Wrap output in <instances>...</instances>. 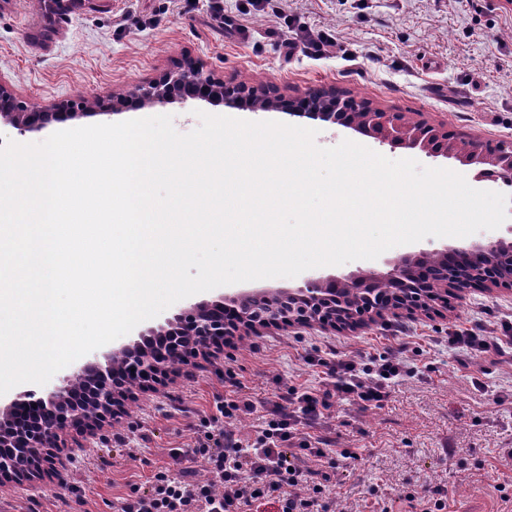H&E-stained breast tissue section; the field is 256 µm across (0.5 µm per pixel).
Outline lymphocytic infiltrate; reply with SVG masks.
Returning a JSON list of instances; mask_svg holds the SVG:
<instances>
[{
  "instance_id": "obj_1",
  "label": "lymphocytic infiltrate",
  "mask_w": 512,
  "mask_h": 512,
  "mask_svg": "<svg viewBox=\"0 0 512 512\" xmlns=\"http://www.w3.org/2000/svg\"><path fill=\"white\" fill-rule=\"evenodd\" d=\"M445 343L462 368L490 360L512 365V322L488 323L480 331H449ZM420 345L408 340L364 363L337 356L330 346L312 357L326 368L319 386H289L250 434H239L238 418L255 405L234 395L215 413L199 416L193 448L177 450V474L161 469L147 488L121 498L117 512H328L336 487L338 459L357 461L353 448H337L320 423L339 399L362 407H382L392 380L412 375V355Z\"/></svg>"
}]
</instances>
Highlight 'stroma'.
I'll return each mask as SVG.
<instances>
[{
	"label": "stroma",
	"instance_id": "stroma-1",
	"mask_svg": "<svg viewBox=\"0 0 512 512\" xmlns=\"http://www.w3.org/2000/svg\"><path fill=\"white\" fill-rule=\"evenodd\" d=\"M215 0H104L95 10L44 18L31 0H0V77L18 100L51 107L64 99H111L194 59L225 86L285 98L336 89L383 112H404L444 125L463 138L512 141V13L501 0H222L242 26L231 35L213 20ZM250 121L274 120L317 130L333 147L355 138L391 159L455 169L453 161L410 154L281 111L214 106L195 100L130 109L111 122L169 114L177 132L195 130L199 112ZM512 314V290L473 289L439 315L405 322L420 337L416 376L391 387L385 406L333 403L326 423L340 447L360 448L358 464L336 471V512H370L365 496L385 498L448 488L452 512H498L500 502L480 468L512 460V367L483 362L475 372L492 388L477 391L452 351L433 345L449 328L475 327L480 308ZM402 334L379 320L354 332L270 330L225 347L215 364L182 366L159 390L139 392L103 437L76 452L64 482L0 484V512H116L117 499L161 467L171 449L194 444L187 409L214 410L233 370L255 404L280 384L315 385L306 358L335 343L363 361L394 348ZM456 450L445 459L442 442Z\"/></svg>",
	"mask_w": 512,
	"mask_h": 512
}]
</instances>
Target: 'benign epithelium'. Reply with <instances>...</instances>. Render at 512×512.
Instances as JSON below:
<instances>
[{"instance_id":"obj_1","label":"benign epithelium","mask_w":512,"mask_h":512,"mask_svg":"<svg viewBox=\"0 0 512 512\" xmlns=\"http://www.w3.org/2000/svg\"><path fill=\"white\" fill-rule=\"evenodd\" d=\"M102 0H38L48 12L96 9ZM250 96L246 88L235 96L224 95V83L214 79L201 63L187 60L159 78L112 97L100 109L77 112L70 101H62L50 110L22 112L6 83L0 81V125H8L20 134L39 132L53 123L80 117L108 115L135 105L168 104L175 100H205L239 107ZM303 114L330 125L349 128L393 149L419 150L426 155L452 159L461 166L473 167L475 178L484 180V170L495 175H512V142L495 145L480 139L464 143L448 136L442 128L415 120L403 113L362 109L351 98L334 91L323 98L311 96L298 103ZM511 237L492 236L466 245H445L420 250L387 263L384 271L346 276L312 274L292 289L222 293L210 301L178 310L173 317L149 326L138 336L168 338V343L153 350L135 341L112 351L95 353L59 383L33 398L34 391L17 393L0 405V478L17 484L31 483L45 475L58 480L65 477L66 462L82 445L67 439V430L75 425L91 436L111 424L110 418L128 390L160 381L178 372L197 354L214 359L224 354V339L256 336L265 328L286 330L292 327L357 329L385 317L400 318L417 311L436 312L448 307V291L469 288H512ZM387 284L391 292L374 302L376 289ZM83 376L93 385L86 403L69 400L74 379ZM30 403L38 409L33 428L13 431L9 428L15 407Z\"/></svg>"}]
</instances>
